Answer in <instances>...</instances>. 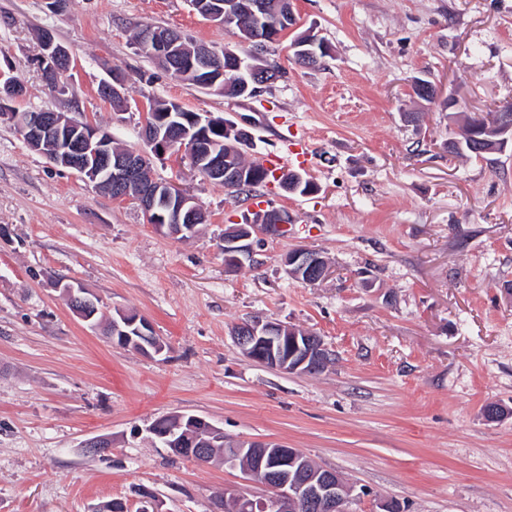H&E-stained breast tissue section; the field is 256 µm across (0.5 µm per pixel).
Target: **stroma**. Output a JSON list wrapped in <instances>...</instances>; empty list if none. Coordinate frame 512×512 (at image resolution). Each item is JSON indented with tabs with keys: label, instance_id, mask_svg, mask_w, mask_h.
Here are the masks:
<instances>
[{
	"label": "stroma",
	"instance_id": "stroma-1",
	"mask_svg": "<svg viewBox=\"0 0 512 512\" xmlns=\"http://www.w3.org/2000/svg\"><path fill=\"white\" fill-rule=\"evenodd\" d=\"M301 30L331 49L314 68L267 44L281 71L252 99L172 78L132 44L149 22L215 50L234 29L189 0H0V72L22 96L0 119V512H92L111 499L137 512H213L227 491L264 495L240 470L174 455L147 432L158 418L201 417L232 441L271 440L336 470L352 512H512V150L448 154L456 127L415 80L464 114L512 101V0H295ZM78 66L48 88L38 34ZM135 107L98 93L112 70ZM176 101L248 119V158L306 172L317 190L277 182L251 195L211 184L185 152L152 156L155 177L207 216L193 237L156 231L31 150L12 112H64L143 146L142 105ZM288 210L284 235L253 236L250 262L224 264V229L258 208ZM319 252L330 273L308 285L288 252ZM87 288L104 316L133 311L165 345L112 344L69 308ZM314 333L333 352L317 374L249 360L235 326L254 318ZM504 408L491 420L487 405ZM111 446L85 453L90 439Z\"/></svg>",
	"mask_w": 512,
	"mask_h": 512
}]
</instances>
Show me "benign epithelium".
<instances>
[{"label": "benign epithelium", "mask_w": 512, "mask_h": 512, "mask_svg": "<svg viewBox=\"0 0 512 512\" xmlns=\"http://www.w3.org/2000/svg\"><path fill=\"white\" fill-rule=\"evenodd\" d=\"M278 17L285 31L292 32L298 25L294 12V0H277ZM192 6L202 16L221 24L235 19L236 14L246 9L254 15L256 27L253 33L245 34L242 41L274 42L280 37L279 27L270 26L266 18V0H212L205 5L196 0ZM42 53L40 67L50 78L58 77L62 71H69L73 58L69 51L49 31L41 37ZM295 58L302 63L310 59L324 58L330 54L328 45L308 30L295 37L292 43ZM151 53L160 56L176 57L182 63L207 71L205 84L215 88L218 81L224 87L233 86L238 98H253L258 92L256 77L261 67L255 64L256 55H241L224 50V67L218 73L211 72L213 51L196 44L189 48L180 40H174L166 33L156 34ZM101 90L112 101L118 112L131 108L125 92L122 73L115 69L111 80L101 83ZM176 112H165L161 116L143 113L142 136L150 152H168L177 144L188 145L195 170L206 180L222 177L230 189H241L255 182L254 172L232 170L224 167V154L215 149L216 140L211 132L224 134V138L234 144L242 142V135L248 130L231 121H222L206 112H190L180 104H175ZM17 126L26 131V144L40 150L48 160L62 168L76 172L83 180L99 186L98 175H103L112 192V199L118 202L137 204L147 214L153 216L154 226L162 233L188 238L195 233L197 216L201 209L188 194L178 190L171 183L159 182L151 174L147 153L112 150V136L101 128L87 122H77L58 112H1ZM462 134L482 144L492 147L512 137V102L502 104L493 121L488 122L482 115H471ZM280 188L285 192L309 194L312 182L302 174L280 178ZM293 219L276 208L259 210L243 224H233L224 230V264L238 267L252 255L253 234L261 230L272 235H280L288 229ZM286 273L304 283L315 284L324 280L329 266L317 252L300 248L290 252L285 259ZM64 292L69 298L72 311L83 321L92 320L90 310L94 301L87 296L85 289L67 284ZM135 329L145 339L150 340L152 352L159 354L163 346L153 341L150 323L133 313L121 312L112 319L107 335L112 342L126 340L128 330ZM233 338L241 351L250 360L267 367L299 374H316L329 366L332 352L323 339L313 333L300 331L281 323L256 319L237 326ZM198 417L177 416L176 422L163 429L152 423L148 432L161 443L169 445L178 434L192 437L197 445L195 452L202 462H209L210 448H224L223 463L238 468L249 482L270 489L273 494L257 497L246 493L224 496V502L231 504L232 512H349L350 488L336 471L321 467L308 468L298 464V452L278 443L253 441L250 443L230 442L224 431L216 426L202 435L195 434Z\"/></svg>", "instance_id": "7a95c632"}]
</instances>
